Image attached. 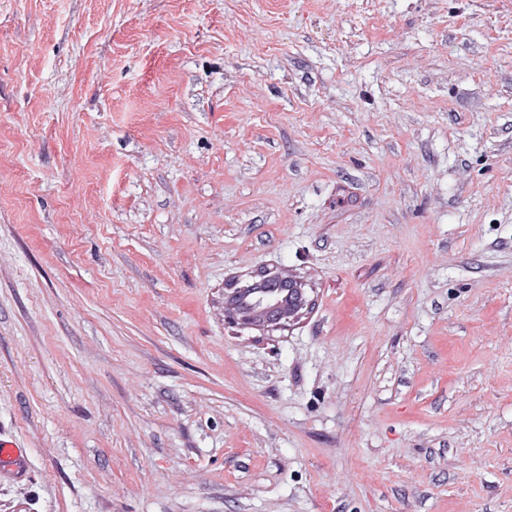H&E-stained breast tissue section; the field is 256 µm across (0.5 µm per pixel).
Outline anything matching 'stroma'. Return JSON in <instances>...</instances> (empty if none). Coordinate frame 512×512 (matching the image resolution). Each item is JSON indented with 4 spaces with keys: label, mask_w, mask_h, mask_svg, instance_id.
Segmentation results:
<instances>
[{
    "label": "stroma",
    "mask_w": 512,
    "mask_h": 512,
    "mask_svg": "<svg viewBox=\"0 0 512 512\" xmlns=\"http://www.w3.org/2000/svg\"><path fill=\"white\" fill-rule=\"evenodd\" d=\"M0 432V512H512V0H0ZM251 282L247 280H234L224 288V320L225 323L238 329H249L252 326L262 325L270 331L278 330L293 319L308 311L312 301L300 288L303 295L302 302L291 309L281 307L275 290L267 291L256 296L252 303L253 313L249 314L231 304L232 297L246 293L250 290ZM27 474L25 449L0 435V481H21Z\"/></svg>",
    "instance_id": "obj_1"
}]
</instances>
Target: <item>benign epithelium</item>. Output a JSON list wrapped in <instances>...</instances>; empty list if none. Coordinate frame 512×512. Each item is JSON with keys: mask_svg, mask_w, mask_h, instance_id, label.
<instances>
[{"mask_svg": "<svg viewBox=\"0 0 512 512\" xmlns=\"http://www.w3.org/2000/svg\"><path fill=\"white\" fill-rule=\"evenodd\" d=\"M250 287L251 282L247 280H235L224 289V320L232 327L249 329L262 325L270 331L278 330L308 311L312 305V300L305 295L298 306L291 309L283 308L275 291L270 290L254 298L253 313L249 314L230 303V299L249 291Z\"/></svg>", "mask_w": 512, "mask_h": 512, "instance_id": "obj_1", "label": "benign epithelium"}]
</instances>
